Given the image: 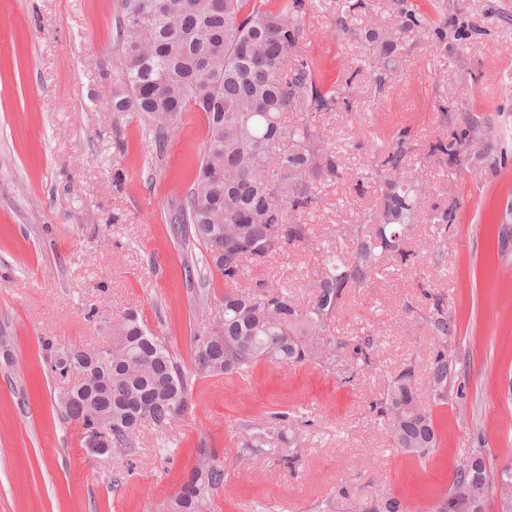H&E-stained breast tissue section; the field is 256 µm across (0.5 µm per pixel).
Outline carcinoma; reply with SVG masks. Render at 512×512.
<instances>
[{
    "instance_id": "obj_1",
    "label": "carcinoma",
    "mask_w": 512,
    "mask_h": 512,
    "mask_svg": "<svg viewBox=\"0 0 512 512\" xmlns=\"http://www.w3.org/2000/svg\"><path fill=\"white\" fill-rule=\"evenodd\" d=\"M398 6L399 27L372 26L359 34L349 20L366 7L364 0H345V11L336 15L338 33L371 46V68L381 83L404 60V30L429 27L436 48L443 49L448 37L461 40L468 28L464 20L452 30L434 25L432 13L447 9L444 0H398ZM120 7L122 59L112 111L140 113L154 131L157 152L165 131L185 113L201 112L207 120L194 188L174 217L183 245L205 252L206 270L224 277L210 329L193 337L195 368L206 377L231 378L249 377L262 363L314 365L352 382L357 371L373 364L376 337L327 335L348 288L368 284L390 261H430L445 246L440 236L419 252L404 248L425 195L399 173L411 144L401 135L381 154L375 172L379 202L363 223L336 225V242L351 251L323 256L307 305H298L273 277L247 283L246 261L260 264L291 245L308 243L309 225L290 222L289 214L313 207V181L353 177L313 126L284 119L300 107L329 111L341 99L317 88L308 62L288 66V59L299 54L306 0H120ZM438 111L442 128L451 125L454 132L429 143V156L437 160L458 163L471 144L494 133L485 115L450 112L443 104ZM426 296L430 306L420 319L434 344L427 384L434 406L442 407L463 398L461 360L451 350L455 323L448 304L430 292ZM44 351L52 374L65 381L70 371L92 378L86 388L58 395L63 419L80 425L84 441L97 426L108 424L113 453L130 456L141 411L160 432L188 412L192 377L165 337L151 332L136 310L112 321L110 355L50 342ZM416 383L415 365L409 361L369 408L386 423L393 450L421 462L440 447L441 427L433 410L419 402ZM313 426L308 413L288 409L247 419L234 434L236 459L268 455L293 473L300 467L304 433ZM483 440L474 428L470 447L462 452L464 463L456 465L448 491L433 501L430 512H486L492 501L497 512H512V461L492 466ZM227 482L224 459L201 441L179 491L159 503L156 512H215ZM311 510L408 512L396 496L362 498L347 482L336 484Z\"/></svg>"
}]
</instances>
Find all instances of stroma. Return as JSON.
I'll use <instances>...</instances> for the list:
<instances>
[{"label":"stroma","instance_id":"obj_1","mask_svg":"<svg viewBox=\"0 0 512 512\" xmlns=\"http://www.w3.org/2000/svg\"><path fill=\"white\" fill-rule=\"evenodd\" d=\"M343 3L316 0L299 56L313 63L322 89L347 98L303 118L350 176L318 182V202L302 217L309 245L288 248L250 277H274L307 300L322 254L336 248V225L361 223L375 207L364 173L402 130L412 145L402 168L426 189L408 246L436 238V213L453 208L442 261L391 262L351 289L330 335L379 338L373 367L352 383L309 366L262 365L249 381L200 377L182 420L163 433L143 425L135 455L107 460L91 456L80 427L63 420L62 384L46 370L40 342L103 346L113 318L130 307L193 371L191 339L208 330L211 315L200 296L202 265L172 223L193 189L206 118L185 115L158 152L137 113L113 111L120 0H0V512H155L179 489L200 440L231 447L240 419L278 406L309 409L320 434L296 473L264 458L231 465L218 512H250L255 491L269 493L274 512H308L339 480L424 512L449 487L475 421L492 464L512 459V405L503 397L512 384V252L499 253L496 235L512 203V0H447V24L466 14L468 39L437 51L431 30H406V62L383 88L367 44L336 34ZM441 102L492 119L498 134L478 143L482 161L428 157ZM428 290L455 319L465 397L443 408V444L419 465L396 455L368 403L411 360L419 399L430 404L433 345L420 321ZM92 303L99 313L90 319Z\"/></svg>","mask_w":512,"mask_h":512}]
</instances>
